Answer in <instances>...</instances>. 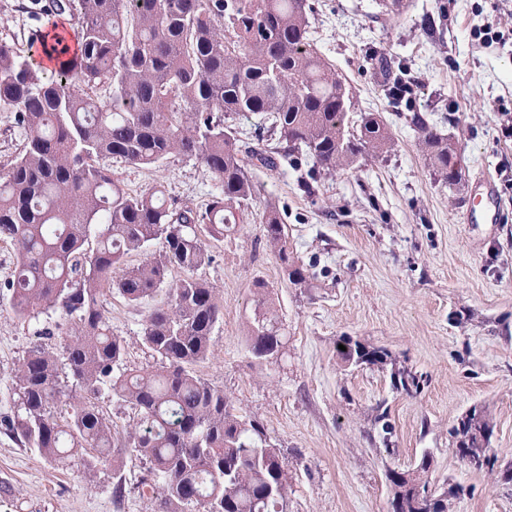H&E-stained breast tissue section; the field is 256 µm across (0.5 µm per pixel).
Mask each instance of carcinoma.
<instances>
[{
  "instance_id": "cac0c4a2",
  "label": "carcinoma",
  "mask_w": 512,
  "mask_h": 512,
  "mask_svg": "<svg viewBox=\"0 0 512 512\" xmlns=\"http://www.w3.org/2000/svg\"><path fill=\"white\" fill-rule=\"evenodd\" d=\"M28 22L67 15L74 44L36 29L28 48L0 41V111L15 113L27 132L23 148L0 168V240L16 254L7 284L10 309L33 319L53 308L68 320L63 357L37 346L13 377L9 431L25 447L65 465L81 456L92 472L116 448L149 463L139 485L151 512H280L288 501V469L263 425L236 413L224 392L193 367L207 358L223 318L215 291L196 272L212 260L198 229L218 239L249 219L251 170L311 161L308 177L359 162L389 136L374 113L349 124L351 86L312 39L310 0H34ZM54 59L51 74L37 61ZM387 94L409 109L415 84L407 69L382 63ZM268 113L269 127L244 141L226 117ZM414 126L439 180L460 176L454 144L418 116ZM277 146H269V141ZM198 160L221 187L208 207L167 202L159 187L126 192L106 164L159 165L171 157ZM264 235L288 265L279 208H265ZM95 246H89L90 238ZM143 261L122 268L125 255ZM184 276L169 282L173 269ZM114 291L132 303L165 292L148 315L143 340L161 360L156 371L114 374L124 347L112 335L102 297ZM282 334L272 299L258 285L249 349L260 363L278 358ZM344 361L384 366L387 354L346 340ZM395 389L421 388L405 368L391 372ZM109 391L140 415L139 430L114 438L93 400ZM71 404L62 421L57 408ZM459 456L476 471L499 468L485 443L488 424L472 410L450 430ZM431 467L395 471L400 512H448L453 486L426 498Z\"/></svg>"
}]
</instances>
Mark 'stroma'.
<instances>
[{
  "mask_svg": "<svg viewBox=\"0 0 512 512\" xmlns=\"http://www.w3.org/2000/svg\"><path fill=\"white\" fill-rule=\"evenodd\" d=\"M313 2L318 52L348 80L352 113L380 115L390 142L359 164L318 174L310 195L289 165L255 171L250 219L211 242L213 259L198 272L224 317L194 372L280 448L288 512H389V471L414 468L426 452L430 482L464 488L448 512H512V482L503 478L512 470V221L468 224L462 207L488 172L512 212V138L501 133L512 122V0H403L396 15L375 0ZM425 13L442 16V32L423 31ZM486 27L497 33L489 43L476 37ZM379 55L406 64L418 86L415 111L455 143L456 185L436 179L412 124L393 108ZM112 176L131 194L160 185L167 201L198 208L221 191L200 162L180 157L148 169L116 162ZM270 203L304 283L288 279L266 242L261 219ZM15 263L0 243V512H150L138 493L147 462L131 449L89 474L76 461H46L7 430L20 360L36 345L60 350V337L42 330L64 321L54 309L26 321L10 312ZM261 283L286 343L278 362L263 365L247 341ZM155 305L105 293L104 315L125 346L119 372L159 368L142 340ZM346 337L383 349L388 367L345 363L337 346ZM395 367L421 375L420 391L395 390ZM383 408L387 435L377 420ZM474 408L484 411L499 455L492 474L468 466L449 435Z\"/></svg>",
  "mask_w": 512,
  "mask_h": 512,
  "instance_id": "stroma-1",
  "label": "stroma"
}]
</instances>
